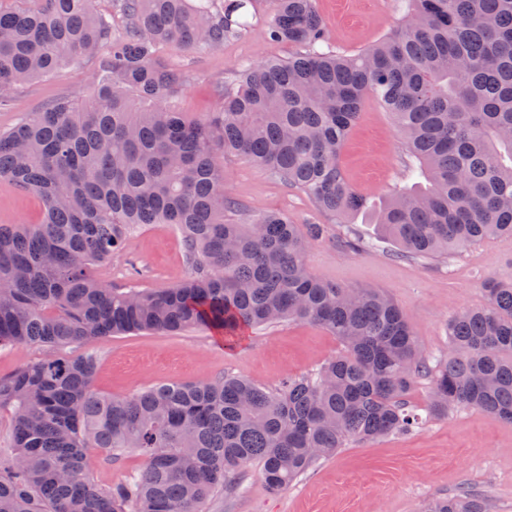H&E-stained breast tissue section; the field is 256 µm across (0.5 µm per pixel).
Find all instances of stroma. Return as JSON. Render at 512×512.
Segmentation results:
<instances>
[{
    "label": "stroma",
    "instance_id": "stroma-1",
    "mask_svg": "<svg viewBox=\"0 0 512 512\" xmlns=\"http://www.w3.org/2000/svg\"><path fill=\"white\" fill-rule=\"evenodd\" d=\"M325 24L326 49L353 55L399 27L401 0H316ZM266 12L257 8L246 34L224 46L186 52L161 47V63L180 69L186 80L174 102L193 120L214 111L234 71L261 58L283 59L295 46L270 41ZM102 55L86 56L20 86L13 100L0 101V129L61 98L91 101L96 86L90 75ZM354 188L383 198L412 185L408 170L415 160L389 112L366 97L340 156ZM226 194L248 213L278 211L299 224H320L306 262L318 279L346 288H378L406 314L414 335L429 354H448V321L462 309L485 303L488 280H512V238L479 241L443 257L406 260L390 242H379L371 214L341 224L320 211L311 197L243 156L224 159ZM43 217L39 197L0 180V225L37 224ZM104 284L123 288H168L190 273L177 228L148 224L135 230L123 251L94 267ZM342 345L326 330L284 321L245 330L234 344L220 333L189 330L114 336L70 352L94 353V387L123 397L170 381H206L242 375L274 389L284 380L314 372ZM472 491L489 512H512V423L474 409L427 419L413 431L364 445H349L321 460L281 493L267 490L258 464L244 466L231 489H219L210 512H421L429 499Z\"/></svg>",
    "mask_w": 512,
    "mask_h": 512
}]
</instances>
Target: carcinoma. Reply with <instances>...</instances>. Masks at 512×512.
Masks as SVG:
<instances>
[{"label":"carcinoma","mask_w":512,"mask_h":512,"mask_svg":"<svg viewBox=\"0 0 512 512\" xmlns=\"http://www.w3.org/2000/svg\"><path fill=\"white\" fill-rule=\"evenodd\" d=\"M120 30L94 0L0 8V100L17 86L104 49L98 93L59 100L0 130V179L35 193L39 224L0 225V346L49 350L0 376L12 448L0 457V512H210L219 487L257 463L279 492L350 444L424 422L409 394L429 381V415L460 407L512 422V282L448 322L434 359L376 288L315 278L304 262L316 224L280 212L227 213L220 157L244 156L346 224L374 212L405 258L512 235V0H406L400 28L352 56L324 51L316 0H266L271 40L302 51L234 72L215 112L191 121L170 101L182 73L156 50L241 38L255 0H114ZM368 95L391 113L419 166L377 207L339 164ZM145 224L182 234L190 275L170 288H112L93 268ZM284 320L344 347L311 375L269 390L243 376L173 381L114 397L96 391L93 355L74 345L137 332L205 328L233 338ZM140 468L108 487L90 449ZM422 512H486L463 493Z\"/></svg>","instance_id":"obj_1"}]
</instances>
